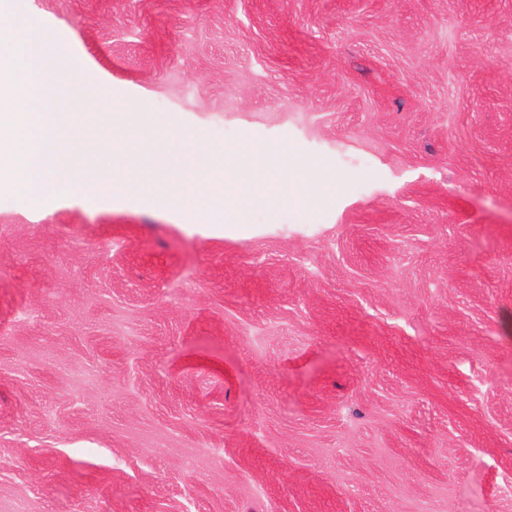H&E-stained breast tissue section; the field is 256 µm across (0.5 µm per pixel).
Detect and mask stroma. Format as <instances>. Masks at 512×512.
<instances>
[{
    "label": "stroma",
    "mask_w": 512,
    "mask_h": 512,
    "mask_svg": "<svg viewBox=\"0 0 512 512\" xmlns=\"http://www.w3.org/2000/svg\"><path fill=\"white\" fill-rule=\"evenodd\" d=\"M20 7L333 182L233 234L1 187L0 512H512V0Z\"/></svg>",
    "instance_id": "stroma-1"
}]
</instances>
